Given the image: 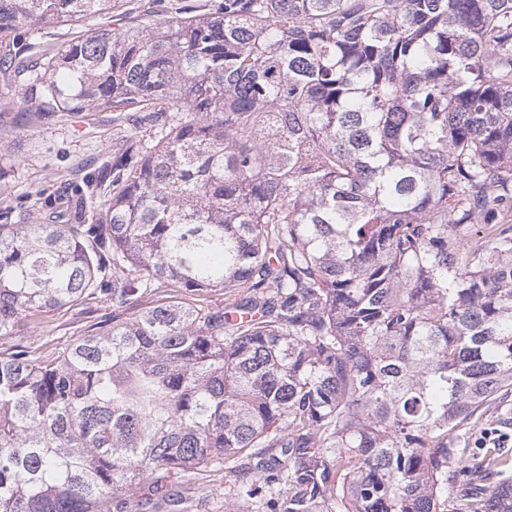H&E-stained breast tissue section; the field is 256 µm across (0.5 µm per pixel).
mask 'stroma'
<instances>
[{"instance_id": "35a3bbf8", "label": "stroma", "mask_w": 512, "mask_h": 512, "mask_svg": "<svg viewBox=\"0 0 512 512\" xmlns=\"http://www.w3.org/2000/svg\"><path fill=\"white\" fill-rule=\"evenodd\" d=\"M215 0H117L111 16H88L87 29L119 28V19L130 7L172 15L180 10L203 13ZM20 92L0 97V157L15 165L0 178V210L14 211L25 223L46 219V201L67 206L72 183L98 173L120 136L112 112L93 118L76 113L59 115L48 124H29L23 118ZM112 323L111 302L90 298L73 307L37 314L27 322L25 336L37 355L53 357L76 338L99 333ZM243 474L239 463L229 462L215 472L189 471L173 480L171 492L179 502L177 512H224V501L236 497L238 512H255L251 501L237 498Z\"/></svg>"}]
</instances>
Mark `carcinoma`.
Listing matches in <instances>:
<instances>
[{
  "instance_id": "1",
  "label": "carcinoma",
  "mask_w": 512,
  "mask_h": 512,
  "mask_svg": "<svg viewBox=\"0 0 512 512\" xmlns=\"http://www.w3.org/2000/svg\"><path fill=\"white\" fill-rule=\"evenodd\" d=\"M112 0H0L27 120L116 113L112 179L0 214V336L112 290L46 359L0 354V512L130 500L247 460L286 512H512L468 441L512 389V0H223L38 48ZM482 237H477V233ZM224 305L171 300L154 288Z\"/></svg>"
}]
</instances>
